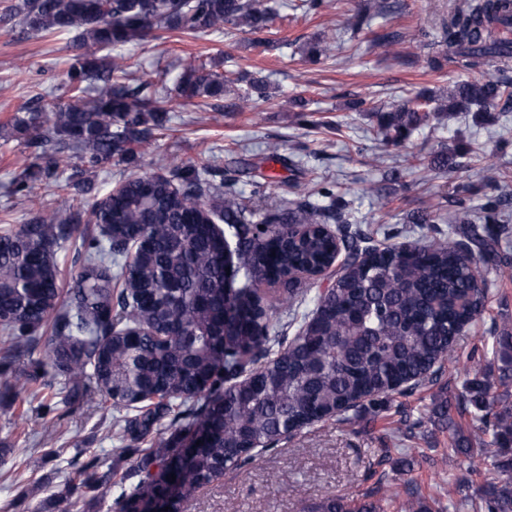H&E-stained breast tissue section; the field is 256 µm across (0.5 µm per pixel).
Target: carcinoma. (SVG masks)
Instances as JSON below:
<instances>
[{"instance_id":"1","label":"carcinoma","mask_w":512,"mask_h":512,"mask_svg":"<svg viewBox=\"0 0 512 512\" xmlns=\"http://www.w3.org/2000/svg\"><path fill=\"white\" fill-rule=\"evenodd\" d=\"M14 16L25 32L78 31L83 50L67 74L71 100L27 111L18 128L42 132L32 141L50 145L57 158L43 172L60 184V165L76 157L87 169L106 163L132 164L164 127L169 99L148 84L128 83L126 69L101 51L143 41L153 28L188 34L219 31L226 25L250 34L264 32L275 17L269 0H20ZM369 7H358L346 20L353 34L369 29ZM441 66L448 56L465 59L468 68L512 62V0H465L441 25ZM336 41L315 39L303 48L310 61L328 57ZM100 83L97 96L83 97L84 83ZM234 81L189 64L180 95L224 97ZM271 99L265 79L252 78L230 108L242 112ZM512 105V79L489 76L455 83L440 97L419 92L390 108L373 112L377 136L400 145L422 126L457 112H488ZM207 167L172 161L168 176L153 181L135 176L98 201L93 212L109 226L100 240L80 229L67 209H54L31 224L0 228V359L42 346L40 364L75 382L90 377L113 405L129 410L122 438L140 453L138 483H112V470L97 472L93 457L85 494L115 485L112 512H137L139 501L156 493L165 480V462L181 438L195 428H210L208 447L180 476V492L171 512L225 469L272 448L285 432H297L332 412L341 416L357 401L396 391L395 385L425 373L454 356L461 326L479 314L486 288L478 287L467 253L488 273L506 274L498 251L463 225L480 219L496 224L507 203L504 195L476 212L457 201L456 226L448 241L435 246L398 245L363 259L357 242L334 286L318 298L315 330L300 331L274 359L254 371L244 385L234 383L259 356L268 355L274 308L261 304L256 282L275 281L303 268L318 272L336 262V241L325 231L330 222L346 223L347 202L327 205L299 201L278 214L265 213L260 224L224 191L208 205ZM227 225L224 235L211 222ZM82 234L83 259L75 286L63 296L57 251ZM465 240H460V237ZM236 244L242 278L235 292L224 288V241ZM121 283L115 290L112 283ZM502 367L496 381L475 372L464 383L455 405L492 427L493 467L512 471V334L500 338ZM172 416L170 442L139 447L154 425ZM474 512H512V482H489L475 497L465 496ZM317 512H385L382 500L336 496Z\"/></svg>"}]
</instances>
